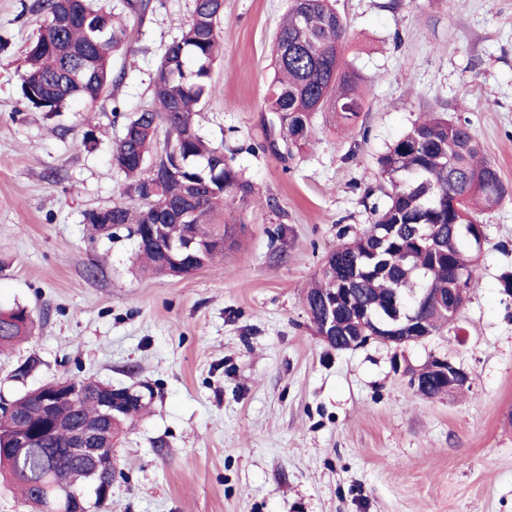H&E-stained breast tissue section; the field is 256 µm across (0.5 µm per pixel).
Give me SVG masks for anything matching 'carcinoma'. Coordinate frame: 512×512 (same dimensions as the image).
<instances>
[{
	"label": "carcinoma",
	"instance_id": "1",
	"mask_svg": "<svg viewBox=\"0 0 512 512\" xmlns=\"http://www.w3.org/2000/svg\"><path fill=\"white\" fill-rule=\"evenodd\" d=\"M42 18L21 76L28 104L48 113L69 102L94 105L103 92L121 85L126 70L113 71L112 55L123 43L111 9L90 0H40ZM224 0H195L181 35L165 49L153 76L152 104L125 118L112 146V165L125 176L126 201L92 210L86 222L108 238L119 225L133 240L144 269L171 277L176 267L191 274L224 256L222 241L235 225L215 223L228 199L246 202L253 194L223 147L206 140L196 122L197 108L211 91V65L223 48L220 21ZM346 23L330 0H291L273 46L274 78L265 111L278 121L287 152L310 141L313 118L330 112L347 127L357 124L367 90L345 57ZM164 129V142L158 141ZM388 186L385 207L372 224L327 252L319 276L304 295V307L316 332L323 333L327 312L314 304L336 294V342L348 336H432L448 324V289L470 290L476 277L472 244L485 231L477 212L491 210L507 197L506 185L485 156L471 126L441 112L416 120L378 158ZM193 225L196 249L161 253ZM428 292L441 301L417 312L410 303ZM31 312L22 305L0 309V348L30 334ZM76 390L61 412L72 424H92L111 385L94 378L70 381ZM55 390L50 384L12 400L9 417L0 420V477L15 485L29 512H44L51 485L59 480L80 488L82 463L68 449L66 429L42 435L21 459L7 452L15 436L40 429L36 400ZM418 395L445 392L431 363L421 368ZM153 392L135 389L124 413L106 425L119 439L151 407Z\"/></svg>",
	"mask_w": 512,
	"mask_h": 512
}]
</instances>
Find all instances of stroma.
Masks as SVG:
<instances>
[{
  "mask_svg": "<svg viewBox=\"0 0 512 512\" xmlns=\"http://www.w3.org/2000/svg\"><path fill=\"white\" fill-rule=\"evenodd\" d=\"M38 0H0V307L31 336L0 352V397L86 376L149 385L153 401L112 450V512H512V199L481 214L478 278L442 330L395 348L325 345L303 294L339 233L387 198L378 157L424 112L468 122L512 185V0H335L345 57L370 91L355 127L316 114L310 145L273 153L264 102L289 0H224L222 56L200 132L253 185L245 232L183 278L138 267L132 240L85 216L122 199L110 162L124 116L152 103L166 46L194 0H151L113 68L125 82L49 114L21 91ZM281 228L278 239L269 232ZM38 365L24 382L14 369ZM445 358L470 376L426 398L404 373Z\"/></svg>",
  "mask_w": 512,
  "mask_h": 512,
  "instance_id": "obj_1",
  "label": "stroma"
}]
</instances>
